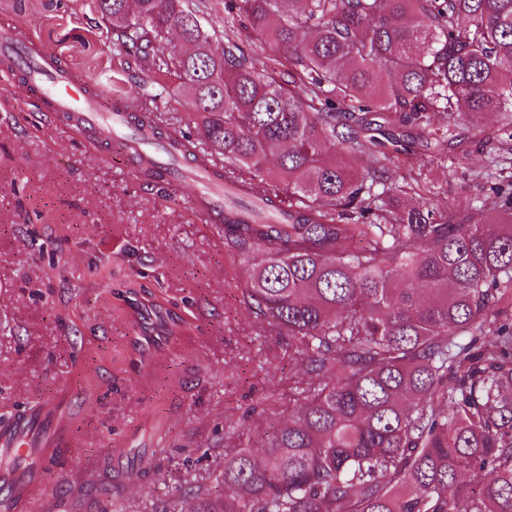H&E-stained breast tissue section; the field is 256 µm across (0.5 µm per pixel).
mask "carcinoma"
<instances>
[{
    "mask_svg": "<svg viewBox=\"0 0 512 512\" xmlns=\"http://www.w3.org/2000/svg\"><path fill=\"white\" fill-rule=\"evenodd\" d=\"M238 28L217 24L219 4ZM113 73L188 111L178 152L224 163L243 298L288 337L306 387L257 453L162 512H512V176L472 198L394 180L414 132L440 155L466 117L506 115L512 0H83ZM275 48L247 57L240 35ZM443 125L433 128L436 116ZM132 124L161 136L155 110Z\"/></svg>",
    "mask_w": 512,
    "mask_h": 512,
    "instance_id": "cac0c4a2",
    "label": "carcinoma"
}]
</instances>
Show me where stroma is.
<instances>
[{"mask_svg": "<svg viewBox=\"0 0 512 512\" xmlns=\"http://www.w3.org/2000/svg\"><path fill=\"white\" fill-rule=\"evenodd\" d=\"M8 19L105 101L138 105L133 80L112 81L111 45L89 35L81 0H0ZM502 125L496 112L462 122L458 146L405 156L400 172L496 216L481 185ZM193 196L191 178L146 183L113 143L88 148L0 79V423L66 394L61 463L38 488L47 512H158L212 484L225 452L260 448L294 407L301 361L244 303L247 261ZM122 291L162 303L192 331L146 348Z\"/></svg>", "mask_w": 512, "mask_h": 512, "instance_id": "1", "label": "stroma"}]
</instances>
